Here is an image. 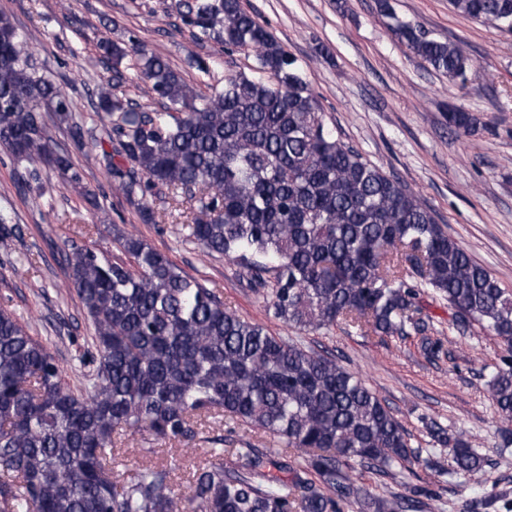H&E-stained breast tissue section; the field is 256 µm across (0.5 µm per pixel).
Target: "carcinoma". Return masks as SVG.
<instances>
[{
  "mask_svg": "<svg viewBox=\"0 0 512 512\" xmlns=\"http://www.w3.org/2000/svg\"><path fill=\"white\" fill-rule=\"evenodd\" d=\"M456 12L512 32V0H448ZM395 19L398 39L436 72L466 82L464 46ZM164 12L195 43L250 49L249 71L198 90L168 60L102 36L112 82L99 93L104 136L76 116L65 93L39 73L24 40L0 15V145L17 159L58 170L77 188L70 158L49 143L43 111L90 145L114 189L147 224L185 208L181 231L222 255L300 332L336 325L360 333L430 337L420 291L448 302L458 329L478 324L507 355L488 388L512 424V293L438 224L432 211L336 134L298 60L241 0H171ZM150 84L152 109L116 90ZM466 134L472 116L448 112ZM165 207L158 210L154 201ZM109 258L91 247L66 254L68 287L93 329L78 359L81 388L66 382L51 348L0 307V512H406L410 500L370 493L349 469L391 470L421 456L390 407L336 357L276 336L224 306L133 233ZM205 418L250 433L175 491L173 469L115 465L117 443L140 431L159 442L192 440ZM453 473L481 484L488 460L472 438L433 422ZM229 462H224V457ZM287 472L288 477L280 476Z\"/></svg>",
  "mask_w": 512,
  "mask_h": 512,
  "instance_id": "carcinoma-1",
  "label": "carcinoma"
}]
</instances>
